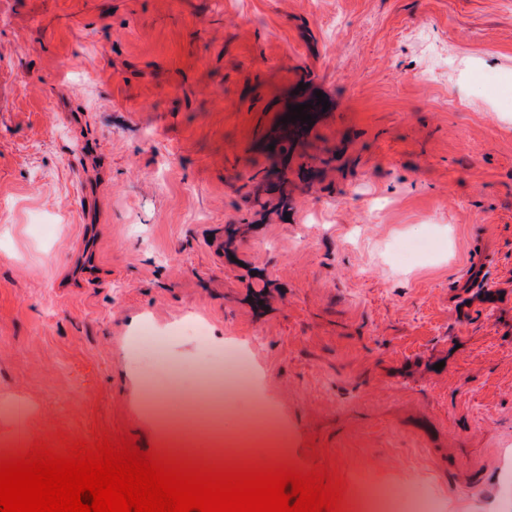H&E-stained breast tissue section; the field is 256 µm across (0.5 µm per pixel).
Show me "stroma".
Masks as SVG:
<instances>
[{
  "mask_svg": "<svg viewBox=\"0 0 512 512\" xmlns=\"http://www.w3.org/2000/svg\"><path fill=\"white\" fill-rule=\"evenodd\" d=\"M208 348L252 463L512 512V0H0V444L163 454Z\"/></svg>",
  "mask_w": 512,
  "mask_h": 512,
  "instance_id": "35a3bbf8",
  "label": "stroma"
}]
</instances>
